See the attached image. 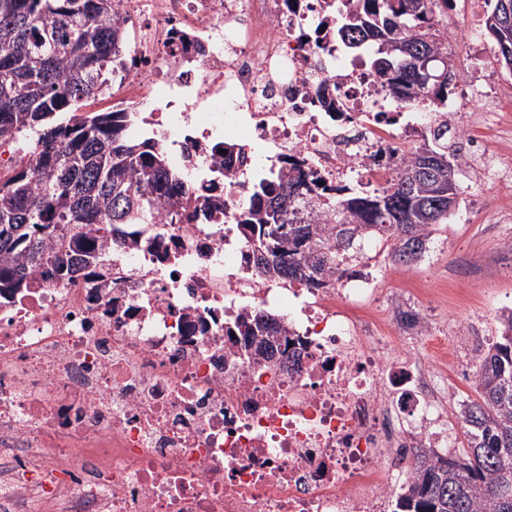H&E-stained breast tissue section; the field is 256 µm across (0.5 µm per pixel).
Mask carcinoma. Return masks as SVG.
Listing matches in <instances>:
<instances>
[{
	"label": "carcinoma",
	"mask_w": 512,
	"mask_h": 512,
	"mask_svg": "<svg viewBox=\"0 0 512 512\" xmlns=\"http://www.w3.org/2000/svg\"><path fill=\"white\" fill-rule=\"evenodd\" d=\"M336 41L357 52L378 49L369 68L389 94L420 108L448 111V0H348ZM124 0H0V139L32 133L11 176L0 180V296L27 287L36 271L71 277L112 265L108 242L117 224H154L162 198L182 184L155 137L131 140L132 109L78 114L127 71L130 28ZM448 121L434 119L424 146L387 186L357 187L331 197L282 166L250 187L238 226L261 254V282L325 288L361 241L391 243V257L410 264L427 249L436 226L456 207L461 161ZM446 160L423 171L424 154ZM168 198V197H166ZM175 220L204 211L198 199L168 198ZM501 335L476 365L480 397L466 405L467 447L455 457L415 464L392 512H512V310ZM249 358L281 349L287 324L261 313L227 327Z\"/></svg>",
	"instance_id": "cac0c4a2"
}]
</instances>
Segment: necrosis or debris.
Instances as JSON below:
<instances>
[{
    "label": "necrosis or debris",
    "mask_w": 512,
    "mask_h": 512,
    "mask_svg": "<svg viewBox=\"0 0 512 512\" xmlns=\"http://www.w3.org/2000/svg\"><path fill=\"white\" fill-rule=\"evenodd\" d=\"M347 6L129 0V18L155 20L133 101L173 132L185 190L218 208L127 228L107 279L37 273L0 297V512H383L419 449L449 447L429 370L378 333L371 274L252 276L237 218L256 159L214 152L258 143L329 188L399 170V138L432 117L343 59ZM273 307L294 346L245 359L226 324Z\"/></svg>",
    "instance_id": "1"
}]
</instances>
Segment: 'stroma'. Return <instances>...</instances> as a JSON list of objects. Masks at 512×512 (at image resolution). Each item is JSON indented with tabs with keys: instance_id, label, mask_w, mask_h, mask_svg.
Wrapping results in <instances>:
<instances>
[{
	"instance_id": "35a3bbf8",
	"label": "stroma",
	"mask_w": 512,
	"mask_h": 512,
	"mask_svg": "<svg viewBox=\"0 0 512 512\" xmlns=\"http://www.w3.org/2000/svg\"><path fill=\"white\" fill-rule=\"evenodd\" d=\"M474 2L448 3L456 33L448 56L463 75L451 97L465 114L512 116V71L498 61L486 15ZM469 130L485 142L487 170L461 169L459 206L423 257L403 265L390 259L387 243L367 242L349 262L354 270L371 268L382 303L397 298L423 309L415 352L426 357L446 347L436 372L447 391L444 420L458 444L462 408L478 397L475 364L498 336L500 314L512 309V127L474 123Z\"/></svg>"
}]
</instances>
